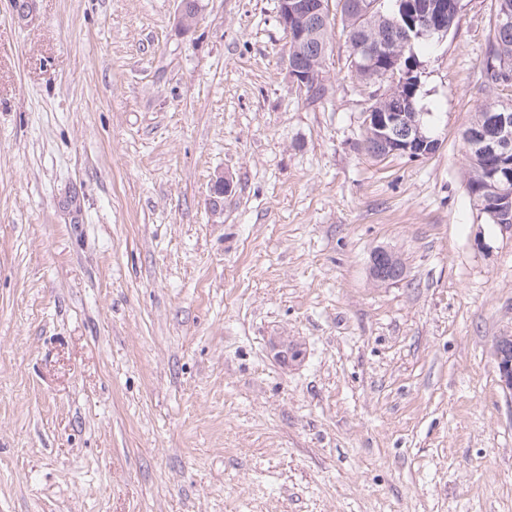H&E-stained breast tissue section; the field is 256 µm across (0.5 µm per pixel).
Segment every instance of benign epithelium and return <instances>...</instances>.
I'll use <instances>...</instances> for the list:
<instances>
[{
  "mask_svg": "<svg viewBox=\"0 0 512 512\" xmlns=\"http://www.w3.org/2000/svg\"><path fill=\"white\" fill-rule=\"evenodd\" d=\"M402 31L411 30L418 37H443L448 34V15L458 16L462 0H426L420 9L416 0L398 2ZM333 13L331 0H278L280 24L288 35L291 53L300 52L313 33L311 21ZM356 51L362 63L381 72L384 85L372 99L376 104L365 112V132L369 138V156L377 161L393 157L422 158L434 154L439 140L426 125L424 112H409L413 97L419 88L415 78L417 62L405 58V42L380 44L372 34L357 42ZM318 65L306 70L288 58V76L296 87L304 91L317 75ZM486 126L494 133L487 134L476 126L466 134L470 150L479 154L485 165L484 182L469 191L474 206L480 213L501 228L512 230V108L503 105L485 113ZM405 266L395 252L379 247L370 257L369 276L377 284L396 282L403 278ZM493 354L502 387L512 393V331H504L495 338Z\"/></svg>",
  "mask_w": 512,
  "mask_h": 512,
  "instance_id": "benign-epithelium-1",
  "label": "benign epithelium"
}]
</instances>
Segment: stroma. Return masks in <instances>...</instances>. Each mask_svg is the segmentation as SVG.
Here are the masks:
<instances>
[{
    "label": "stroma",
    "instance_id": "stroma-1",
    "mask_svg": "<svg viewBox=\"0 0 512 512\" xmlns=\"http://www.w3.org/2000/svg\"><path fill=\"white\" fill-rule=\"evenodd\" d=\"M180 4L0 0V512H512L494 0L417 52L438 150L382 162L341 25L312 99L277 0ZM493 104L483 106L475 122L485 112L486 126L494 130L487 134L481 126L467 132L465 138L471 151H477L485 165V176L482 162L477 158L468 159L469 196L481 214L487 216L492 224L506 230H512V113L504 104L498 110L490 109ZM488 111V112H486ZM495 223H494V222ZM405 266L401 257L395 252L379 247L370 257L369 276L377 284L396 282L403 278ZM511 350V351H510ZM496 368L502 387L512 393V331H503L496 336L493 345Z\"/></svg>",
    "mask_w": 512,
    "mask_h": 512
}]
</instances>
